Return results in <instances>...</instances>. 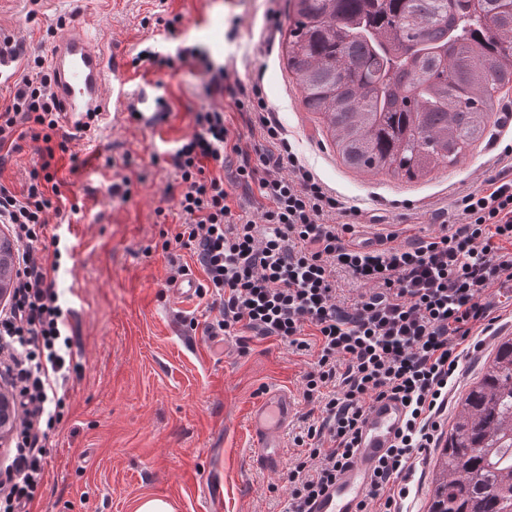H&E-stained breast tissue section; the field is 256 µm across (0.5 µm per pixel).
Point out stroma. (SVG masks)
I'll return each instance as SVG.
<instances>
[{"label": "stroma", "instance_id": "1", "mask_svg": "<svg viewBox=\"0 0 512 512\" xmlns=\"http://www.w3.org/2000/svg\"><path fill=\"white\" fill-rule=\"evenodd\" d=\"M292 20L289 0H0V24L15 28L25 45L14 79L0 83L1 109L61 33L92 30L131 61L122 92L104 90L109 125L71 140L55 159L63 198L48 212L36 247L59 259L55 288L71 310L72 360L66 408L49 436L44 485L29 512H133L145 495L170 501L176 512H205L203 479L213 471L223 478L214 512L286 508L288 472L254 465L247 416L267 390L291 393L297 414L283 441L287 459H295V434L318 414L302 387L312 356L250 332L210 342V296L179 300L169 282L175 263L202 275L189 251L165 245L162 234L181 222L172 151L193 134L196 109L230 102L222 92L204 96L208 66L224 67L225 85L260 88L300 164L352 206L344 222L369 233L388 228L405 239L460 223L457 198L487 187L499 155L512 148L505 114L512 88H505L495 135L457 163L436 164L412 180L347 166L286 66ZM183 43L197 46L201 58L162 69L134 62L146 46L171 54ZM143 94L169 105L156 125L129 117L132 99ZM36 148L28 137L0 148L1 186L23 193L41 163ZM125 178L130 196L110 195ZM496 313L495 330L464 362L461 383L477 377L497 342L512 336V299L501 300Z\"/></svg>", "mask_w": 512, "mask_h": 512}]
</instances>
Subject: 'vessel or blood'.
I'll use <instances>...</instances> for the list:
<instances>
[{"label": "vessel or blood", "mask_w": 512, "mask_h": 512, "mask_svg": "<svg viewBox=\"0 0 512 512\" xmlns=\"http://www.w3.org/2000/svg\"><path fill=\"white\" fill-rule=\"evenodd\" d=\"M93 40V34L72 33L59 37L50 50L52 92L66 126L73 130L81 127L92 113L99 122L108 120L103 88L122 72L118 57L93 47ZM16 61L15 33L0 26V82L10 79ZM296 413L295 399L276 389L267 391L251 408L248 430L259 467L268 471L283 468V435ZM403 419L404 409L397 401L382 398L371 404L352 465L316 498L311 512H359L358 505L370 487L373 469L392 444Z\"/></svg>", "instance_id": "b4317fda"}]
</instances>
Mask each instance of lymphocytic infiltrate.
Masks as SVG:
<instances>
[{
  "label": "lymphocytic infiltrate",
  "mask_w": 512,
  "mask_h": 512,
  "mask_svg": "<svg viewBox=\"0 0 512 512\" xmlns=\"http://www.w3.org/2000/svg\"><path fill=\"white\" fill-rule=\"evenodd\" d=\"M231 101L237 111L256 113L265 152L250 157L232 138L223 107L206 105L196 112L195 132L171 155L182 187V222L173 239L204 274L217 312L207 333L277 336L314 357L303 395L317 400L320 415L294 438L300 453L288 468L287 512H309L311 501L352 464L373 400H400L407 419L360 505L362 512H400L417 455L435 445L461 364L482 349L481 336L495 323L490 295L512 285V153L500 157L489 189L457 199L462 223L404 243L398 232L381 234L377 248L364 251L355 245L354 225L335 221L343 202L298 165L268 118L260 89H238ZM59 117L44 72L18 83L11 106L0 113V145L24 123L41 159L23 197L0 186V223L19 245L11 307L0 310V379L15 390L22 410L0 512H24L35 499L46 441L66 406L70 311L34 248L52 206V163L68 150L58 137ZM232 156L238 159L234 185L256 188L262 200L259 219L230 206L222 169ZM285 166L290 176H279ZM341 273L360 288L347 307L336 293Z\"/></svg>",
  "instance_id": "obj_1"
}]
</instances>
